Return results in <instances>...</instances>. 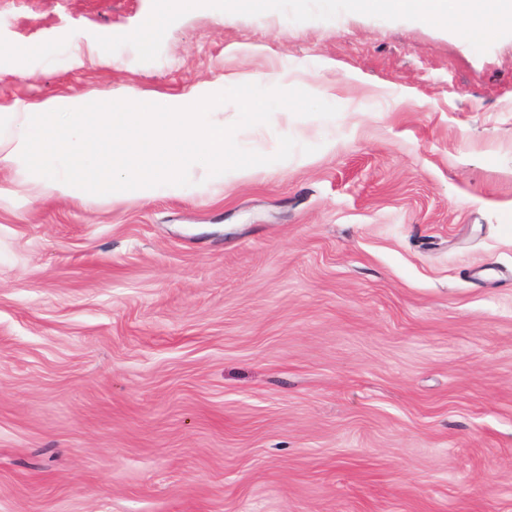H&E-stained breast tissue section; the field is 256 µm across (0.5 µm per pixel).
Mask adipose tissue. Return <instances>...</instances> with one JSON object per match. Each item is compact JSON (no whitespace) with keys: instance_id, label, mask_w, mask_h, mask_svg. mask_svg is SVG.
Segmentation results:
<instances>
[{"instance_id":"ef3b65f1","label":"adipose tissue","mask_w":512,"mask_h":512,"mask_svg":"<svg viewBox=\"0 0 512 512\" xmlns=\"http://www.w3.org/2000/svg\"><path fill=\"white\" fill-rule=\"evenodd\" d=\"M356 11L408 15L478 42L512 24V0H347Z\"/></svg>"}]
</instances>
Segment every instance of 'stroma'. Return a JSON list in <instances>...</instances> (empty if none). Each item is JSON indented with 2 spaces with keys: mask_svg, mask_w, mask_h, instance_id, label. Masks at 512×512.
Returning <instances> with one entry per match:
<instances>
[{
  "mask_svg": "<svg viewBox=\"0 0 512 512\" xmlns=\"http://www.w3.org/2000/svg\"><path fill=\"white\" fill-rule=\"evenodd\" d=\"M266 73L339 113L239 131L299 145L244 180L115 205L0 165V512H512V30L0 0V113Z\"/></svg>",
  "mask_w": 512,
  "mask_h": 512,
  "instance_id": "1",
  "label": "stroma"
}]
</instances>
